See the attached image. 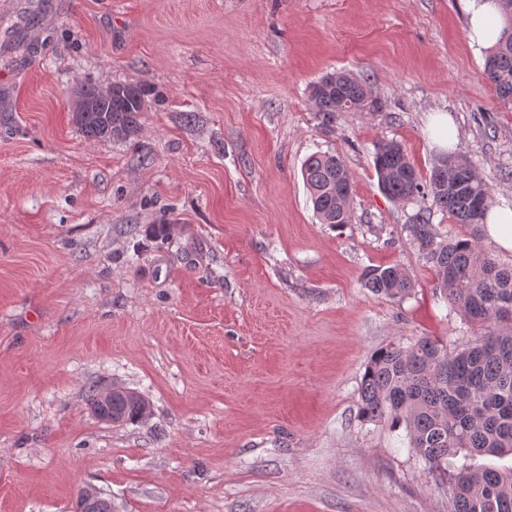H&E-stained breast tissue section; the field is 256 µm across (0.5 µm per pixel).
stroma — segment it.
<instances>
[{"instance_id":"1","label":"stroma","mask_w":512,"mask_h":512,"mask_svg":"<svg viewBox=\"0 0 512 512\" xmlns=\"http://www.w3.org/2000/svg\"><path fill=\"white\" fill-rule=\"evenodd\" d=\"M30 37L0 48V512H72L88 486L116 512H448V479L357 406L376 350L476 334L375 144L428 178L448 113L512 206V107L461 0H52ZM337 69L383 110L321 126L309 86ZM118 81L152 94L140 133L86 139L74 89ZM317 151L353 178L350 223L313 214ZM392 264L416 284L401 301L361 285ZM113 386L151 416L97 419L88 392Z\"/></svg>"}]
</instances>
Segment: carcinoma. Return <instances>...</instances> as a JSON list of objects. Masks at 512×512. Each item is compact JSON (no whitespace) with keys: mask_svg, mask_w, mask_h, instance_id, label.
Returning a JSON list of instances; mask_svg holds the SVG:
<instances>
[{"mask_svg":"<svg viewBox=\"0 0 512 512\" xmlns=\"http://www.w3.org/2000/svg\"><path fill=\"white\" fill-rule=\"evenodd\" d=\"M499 5L502 32L488 49L484 74L498 98L512 104V0ZM121 93L100 95L88 83L75 98L89 100V112L72 113L87 139L126 141L139 131L146 111L144 89L118 82ZM309 100L320 124L330 127L339 112H379L381 99L370 83L345 70L328 73L310 86ZM462 154L442 155L427 180L420 179L402 146L393 140L375 147L374 169L382 191L397 202L429 200L431 206L470 227L469 237L444 235L420 213L407 225L410 237L437 273L436 293L479 330L460 351L422 337L404 346L391 344L374 353L359 387L358 417L369 423L405 428L408 448L430 473L448 470V460L462 451L512 455V267H503L480 245L481 227L494 204L491 186L468 158V171L457 167ZM313 212L321 224L340 226L351 217L352 178L343 161L330 152L308 156L301 169ZM484 202L480 210L473 201ZM362 286L377 296L404 300L415 283L398 265L365 269ZM100 419L126 425L141 421L142 402L127 391L103 400L89 394ZM451 512H512V467L462 470L448 487Z\"/></svg>","mask_w":512,"mask_h":512,"instance_id":"1","label":"carcinoma"}]
</instances>
